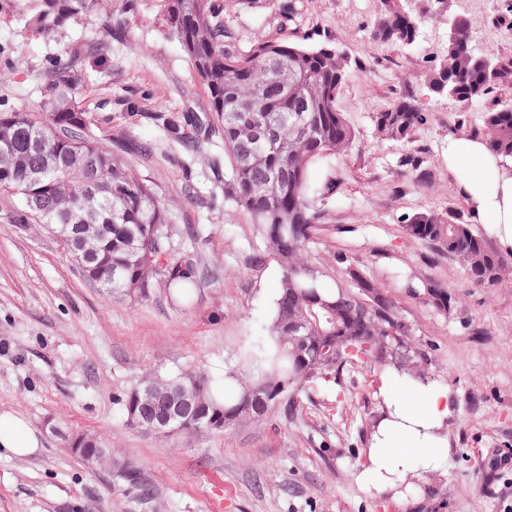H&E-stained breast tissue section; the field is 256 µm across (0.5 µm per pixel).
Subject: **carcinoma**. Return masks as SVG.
<instances>
[{
	"label": "carcinoma",
	"mask_w": 512,
	"mask_h": 512,
	"mask_svg": "<svg viewBox=\"0 0 512 512\" xmlns=\"http://www.w3.org/2000/svg\"><path fill=\"white\" fill-rule=\"evenodd\" d=\"M433 2L448 14L444 58L466 45L471 24L453 11L454 0ZM380 4L370 37L391 46L413 44L415 29L404 18L406 0H380ZM226 7L224 0H161L163 27L179 42L205 88L211 119L205 123L193 112L168 114L161 107L146 113L167 136L192 151L203 152L204 144L214 137L224 141L228 163L224 197L249 215L281 270L275 317L247 355L236 388L224 390V401H218L214 377L204 370L164 376L174 386L198 385L206 407L200 422L219 421L224 429L240 423L250 384L264 383L268 388L266 404L251 412L252 421L258 423L270 413L295 416L307 382L331 377L339 385L344 370L353 365L379 369L391 365L414 377L426 376L427 359L413 343L393 293L399 290L424 299L444 312L453 304L447 286L438 279L404 275L387 288L339 255L336 262L344 265L345 278L330 282L309 260L307 247L324 223L315 195L328 198L336 190V183L330 182L317 191L311 172L347 151L356 139L355 129L336 105L349 61L338 69L321 47L265 39L254 41L242 53L235 33L224 25ZM91 13L103 19L100 36L44 57L35 69L41 110H0V194L20 198L18 222L32 220L53 228L75 224L83 215L103 225L95 262L83 267L80 251L70 250L67 255L105 298L142 300L154 281L162 278L175 295L189 300L197 287V260L185 253L172 254L173 228L164 199L128 160L152 154V147L126 138L111 148L90 132L86 100L91 89L83 61L108 56L112 36L124 26L112 13V0H0V19L23 23L24 32L45 42ZM284 77H293L310 90L291 96L282 86ZM506 86L512 87V56L486 60L476 55L471 72L464 76L448 73L440 62L426 75L430 93L450 97L464 110L476 101H493L478 137L498 159L501 173L511 177L512 103L495 99ZM428 121V113L414 99H402L374 115L382 137L397 143L411 141ZM254 122L267 126L269 139L258 142L241 134ZM290 139L300 142V152L294 156L288 155ZM274 175L279 177V191L261 196L256 187ZM402 228L437 253L455 258L471 283L483 288L498 285L499 272L512 260L473 225L446 213H414L405 217ZM133 233L146 241L150 259L140 261L131 255L128 237ZM290 302L298 305L305 322L308 349L303 353L290 340ZM119 405L126 419L133 411L156 414L165 408L162 400L142 405L132 390ZM129 464L115 458L113 479L146 507L155 499V486L144 470H126Z\"/></svg>",
	"instance_id": "cac0c4a2"
}]
</instances>
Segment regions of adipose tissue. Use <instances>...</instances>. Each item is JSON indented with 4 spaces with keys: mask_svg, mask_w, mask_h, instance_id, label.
I'll return each instance as SVG.
<instances>
[{
    "mask_svg": "<svg viewBox=\"0 0 512 512\" xmlns=\"http://www.w3.org/2000/svg\"><path fill=\"white\" fill-rule=\"evenodd\" d=\"M448 164L477 218L501 228L506 242L512 244V177L499 173L477 139L449 144ZM377 394L382 415L364 452L358 481L366 491L398 496L408 478L424 480L444 473L454 406L447 387L430 379H411L392 367L380 371ZM40 446L27 420L0 412V449L26 457Z\"/></svg>",
    "mask_w": 512,
    "mask_h": 512,
    "instance_id": "obj_1",
    "label": "adipose tissue"
}]
</instances>
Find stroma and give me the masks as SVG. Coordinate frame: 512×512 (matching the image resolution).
<instances>
[{"label": "stroma", "mask_w": 512, "mask_h": 512, "mask_svg": "<svg viewBox=\"0 0 512 512\" xmlns=\"http://www.w3.org/2000/svg\"><path fill=\"white\" fill-rule=\"evenodd\" d=\"M297 7L284 22L275 0H240L224 20L244 52L273 38L329 46L351 61L337 107L357 138L312 174L316 185L336 183L335 195L319 203L335 229L308 253L333 279L342 275V254L379 282L405 271L445 282L456 300L451 312L403 294L398 301L430 376L454 399L447 472L400 500L361 487L363 450L381 415L372 368L345 370L349 398L341 404L333 382L307 383L301 410L288 421L272 414L220 433L161 438L120 417L119 399L147 372L220 375L238 366L241 350L271 318L270 290L280 276L274 260L247 263L265 244L249 216L225 200L224 178L209 165L223 157L222 140L197 154L123 110L127 97L177 114L203 116L209 106L187 55L158 22L160 0H139L109 62L84 65L97 103L92 130L106 145L122 137L152 145V156L134 163L165 200L173 249L196 255L198 285L188 303L161 281L140 302L105 299L44 225L15 222L18 199L0 196V412L26 418L42 441L29 457L0 451V512H144L107 472H91L71 454L67 438L82 432L144 468L157 512H512V281L474 286L456 260L402 230L405 216L436 210L498 243L491 225L476 222L448 166L449 141L480 132L488 104L462 111L426 93L446 19L429 14L415 44L400 48L370 37L379 0H297ZM457 10L483 54L512 56V13L499 0L462 2ZM99 25V17H87L43 42L0 22V46L16 64L9 106L39 110L34 66L95 38ZM410 98L428 112V124L408 143L382 139L374 113ZM408 156L421 160L424 176L403 166Z\"/></svg>", "instance_id": "stroma-1"}]
</instances>
